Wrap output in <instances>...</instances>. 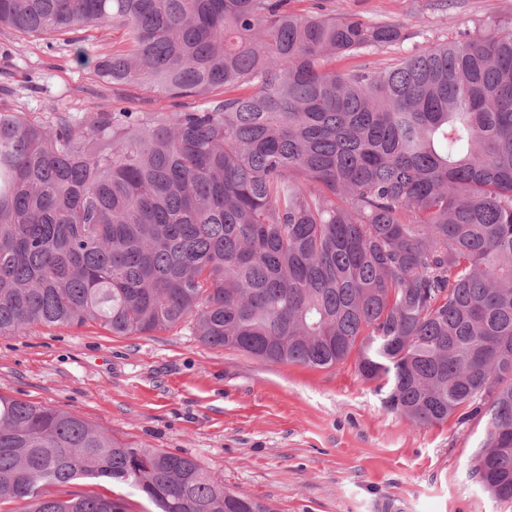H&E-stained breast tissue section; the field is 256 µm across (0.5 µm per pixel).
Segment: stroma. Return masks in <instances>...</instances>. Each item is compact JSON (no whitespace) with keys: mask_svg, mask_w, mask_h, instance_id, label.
I'll return each mask as SVG.
<instances>
[{"mask_svg":"<svg viewBox=\"0 0 512 512\" xmlns=\"http://www.w3.org/2000/svg\"><path fill=\"white\" fill-rule=\"evenodd\" d=\"M298 13L386 22L397 43L336 60L381 70L428 46L512 30V0H296ZM122 39L109 26L30 37L0 29V110L48 120L115 107L185 112L172 98L94 74ZM0 394L64 409L115 437L179 451L272 512H512L470 475L484 420L415 426L385 409L355 359L330 368L266 363L203 345L191 325L117 336L96 325L0 336Z\"/></svg>","mask_w":512,"mask_h":512,"instance_id":"1","label":"stroma"}]
</instances>
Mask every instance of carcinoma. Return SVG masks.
Wrapping results in <instances>:
<instances>
[{
  "label": "carcinoma",
  "instance_id": "obj_1",
  "mask_svg": "<svg viewBox=\"0 0 512 512\" xmlns=\"http://www.w3.org/2000/svg\"><path fill=\"white\" fill-rule=\"evenodd\" d=\"M295 0H0V28L105 24L96 76L203 104L78 122L0 110V336L190 322L205 345L330 368L356 356L416 426L486 418L470 461L512 500V32L381 71L402 39ZM271 512L195 459L0 394V512Z\"/></svg>",
  "mask_w": 512,
  "mask_h": 512
}]
</instances>
